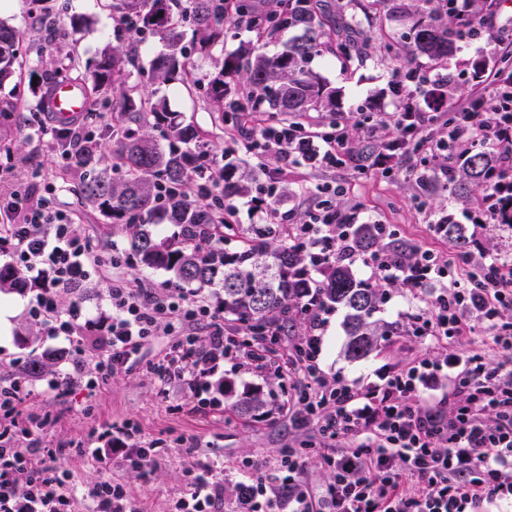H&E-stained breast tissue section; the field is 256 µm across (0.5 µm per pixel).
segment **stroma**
Returning <instances> with one entry per match:
<instances>
[{
    "instance_id": "35a3bbf8",
    "label": "stroma",
    "mask_w": 512,
    "mask_h": 512,
    "mask_svg": "<svg viewBox=\"0 0 512 512\" xmlns=\"http://www.w3.org/2000/svg\"><path fill=\"white\" fill-rule=\"evenodd\" d=\"M110 4L111 0H13L11 6L0 7V22L20 36L17 74L0 84V103L15 107L11 120L0 124V197L29 189L35 195L54 199L75 220L77 231L89 234L105 255L115 248L126 251L133 229L112 223L84 202L82 174L71 172L58 177L64 161L56 147L37 139L40 101L29 73L34 70L42 75L65 66L75 81L90 85L93 66L103 49L128 44ZM76 15L85 18V25L72 27L71 19ZM358 26L369 43L362 62L353 69H346L342 59L333 54L311 62L312 70L337 91V115L351 123L360 116H373L391 107L389 83L395 68L380 55L382 39L396 38L399 54L408 56L411 66L428 64L427 59L409 56V42L404 38L408 26L387 0L359 16ZM164 49L163 41L156 36L138 43L136 61L128 68L127 84L132 97L150 94L164 100L168 111L177 113L182 125L200 131L217 152L223 153L225 163L237 162L219 115L203 90L190 91L180 83L158 84L146 76L150 60ZM33 171L41 172V179H30ZM334 176L349 187L354 203L362 206L367 223L387 225L398 237L440 257L450 254L447 239L436 234L434 226L445 216L461 223L464 209L449 199L441 184H432L427 206L422 209L416 203L422 189L415 180L389 181L370 173L362 175L350 165L336 169ZM324 177L321 169L309 165L289 169L288 197L295 203L298 217H305L316 203L315 187ZM434 292L431 285L412 291L390 290L378 316L388 322H405L410 314L425 307ZM29 299L22 289L0 290V302L10 301L15 306L9 343L0 346V382L19 379L22 365L29 359H40L43 375L29 380L32 396L26 409L46 417V443L67 449L65 463L82 480L92 483L109 477L123 483L142 512H169L171 500L184 489L186 472L194 469L200 459L221 460L225 472L230 473L246 456L270 459L279 449L305 440V433L292 429L285 411L277 409L246 418L232 413L239 395L250 389L273 393L279 403L292 394L288 384L245 371L225 372L224 404L215 410H195L194 399L175 387L168 395H161L159 381L142 369L113 377L92 396L81 390L45 393L44 378L70 372L72 356L63 339L44 336L31 320ZM345 318L346 311L340 307L329 318L320 355V366L327 373L362 378L381 365L409 360L421 349L411 336H391L367 358L348 360L343 353L347 341ZM115 422L131 423L144 440L158 442L160 453L146 473L118 467L104 470L72 454V447L87 440L93 429Z\"/></svg>"
}]
</instances>
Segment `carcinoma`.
Returning a JSON list of instances; mask_svg holds the SVG:
<instances>
[{
	"label": "carcinoma",
	"instance_id": "cac0c4a2",
	"mask_svg": "<svg viewBox=\"0 0 512 512\" xmlns=\"http://www.w3.org/2000/svg\"><path fill=\"white\" fill-rule=\"evenodd\" d=\"M377 2L347 0L341 8L353 21L357 13L369 12ZM234 8L259 41L290 31L296 35L275 56L257 54L251 59L250 51L241 48L215 65L208 75L206 95L222 121L233 126L254 101L272 123L313 111H335L336 89L307 64L328 50L353 64L362 58L363 45L349 33L336 34V20L323 11L320 0H311L308 6L303 0H235ZM398 9L412 21V55L440 61L461 49L458 22L452 16L436 18L433 0H408ZM112 12L131 21L129 39L156 35L165 41L167 52L155 56L148 68L151 80L162 83L184 82L193 75L196 60L210 55L212 47L224 41V25L232 22L224 13V0H112ZM187 23L196 35L189 43L183 33ZM17 51L14 29L0 22V83L13 76ZM131 62L127 52L117 46L102 52L92 72L95 89L112 93L124 119L123 124L104 130L89 126L82 149L86 170L82 191L86 202L108 214L113 223L136 225L130 251L138 263L169 273L180 288L216 289L224 297V318L237 322L245 333H260L274 323L286 325L296 320L301 298L316 288L324 305L348 311L344 353L349 360L367 357L381 341L397 334L398 326L374 318L383 299L380 286L364 283L352 266L340 261L327 268L324 279L313 281L301 245L289 239L286 225L226 224L224 238L239 241L233 251L201 236V227L214 223L216 214L228 212L231 199L249 192V182L267 167L261 164L237 178L234 169L219 165L197 131L166 115L160 101L145 95L133 100L124 90L125 66ZM154 116L166 117L163 145L152 134L158 125L152 121ZM105 137L119 144L112 164V171L120 174L118 179L97 169L96 153ZM496 168L495 156L481 146L473 147L458 166L456 177L448 182V195L466 204L472 202ZM203 170L213 174L217 187L209 202L200 203L176 191ZM159 216L167 217L179 234L159 237ZM437 231L455 249L467 247L463 225L439 224ZM353 236L356 249L363 254L383 248L409 258L417 250L403 240L381 242L375 224L359 225ZM2 287L23 288L20 271L1 265ZM267 407L264 393L254 390L246 392L232 411L253 417L267 413Z\"/></svg>",
	"mask_w": 512,
	"mask_h": 512
}]
</instances>
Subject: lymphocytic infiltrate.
I'll list each match as a JSON object with an SVG mask.
<instances>
[{
    "label": "lymphocytic infiltrate",
    "mask_w": 512,
    "mask_h": 512,
    "mask_svg": "<svg viewBox=\"0 0 512 512\" xmlns=\"http://www.w3.org/2000/svg\"><path fill=\"white\" fill-rule=\"evenodd\" d=\"M437 2L441 13L462 21L465 45L481 55L471 95L455 104L457 118L450 123L436 92L453 83L452 74L418 67L395 72L392 109L367 128L376 141L367 167L396 181L414 175L426 159L436 180L445 181L471 147L482 145L511 176L492 179L476 208L466 212L479 235L488 225L512 224V75L498 65L512 44L491 36L495 5L481 11L476 0ZM87 126L84 116L63 125L49 114L40 136L53 140L77 172ZM352 131L337 119L267 126L253 116L230 132L237 145L282 160L247 201V212L265 224L289 225L317 272L336 259L354 258L352 233L362 211L336 204L348 187L333 180L319 185L322 200L302 223L294 210L271 211L266 203L277 198L289 167L299 161L337 168L353 160ZM0 254L19 265L31 285L29 313L44 335L70 346L72 373L46 378L47 391L80 386L93 394L115 375L144 367L162 384L187 391L199 407L215 409L220 401L210 394L211 379L226 365L291 384L288 420L317 437L320 464L331 474L325 486L313 489L303 478L301 448L279 449L272 459L250 457L232 478L223 465L205 459L188 473L171 512H472L485 502L512 501V321L504 318L512 309V279L504 273L506 260L473 261L470 278L461 281L450 277L453 261H439L428 250L402 266L384 250L364 258L370 279L385 287L435 283L439 290L409 318L408 334L424 352L351 380L320 366L326 308L310 305L305 333L281 350L279 326L263 337L226 328L224 302L216 294L144 287L126 273L128 259L117 251L102 255L48 198L29 192L0 197ZM94 274L111 282L106 310L93 317L76 305L61 312L63 294ZM476 321L488 350H436L440 341L471 335ZM159 337L167 340L163 354L143 364V348ZM28 396L20 382L0 385V512H75L79 506L139 512L111 480L77 483L63 466L65 449L45 445V420L22 411ZM87 444L84 456L102 468L139 472L154 449L126 423L92 432Z\"/></svg>",
    "instance_id": "1"
}]
</instances>
